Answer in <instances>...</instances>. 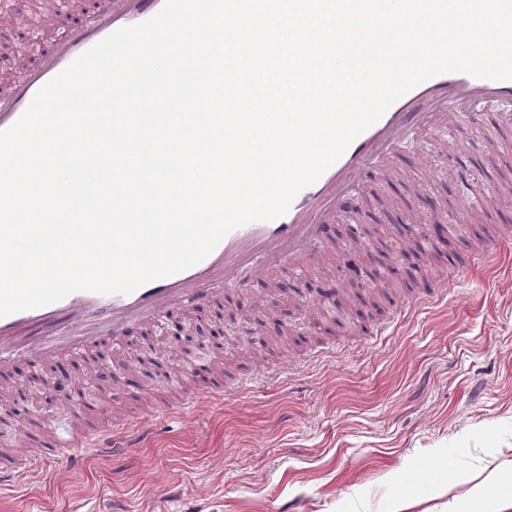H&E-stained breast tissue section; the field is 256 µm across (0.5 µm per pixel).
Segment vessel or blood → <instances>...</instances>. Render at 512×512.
Returning a JSON list of instances; mask_svg holds the SVG:
<instances>
[{
	"mask_svg": "<svg viewBox=\"0 0 512 512\" xmlns=\"http://www.w3.org/2000/svg\"><path fill=\"white\" fill-rule=\"evenodd\" d=\"M163 5L164 0H99L91 23L80 33L62 37L38 71L0 87V130L12 126L35 94L79 55L113 31L151 18ZM480 103L512 104V80L449 73L420 84L303 189L285 215L231 231L202 262L128 295L77 292L45 307L0 317V364L20 354L38 359L59 349L77 353L104 331L120 338L131 324L159 318L171 305L190 308L212 302L224 291L246 287L267 275L274 265L296 260L321 242L328 216L356 186L362 170L383 167L394 145L411 140L429 125L448 129ZM111 442L112 431L106 428L70 437L68 445L105 450ZM29 468L18 458L0 456V485L16 482Z\"/></svg>",
	"mask_w": 512,
	"mask_h": 512,
	"instance_id": "vessel-or-blood-1",
	"label": "vessel or blood"
}]
</instances>
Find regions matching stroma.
I'll return each instance as SVG.
<instances>
[{"label":"stroma","instance_id":"35a3bbf8","mask_svg":"<svg viewBox=\"0 0 512 512\" xmlns=\"http://www.w3.org/2000/svg\"><path fill=\"white\" fill-rule=\"evenodd\" d=\"M96 0L61 13L46 33L20 38L0 15L12 49L0 79L35 68L62 35L85 28ZM430 154L422 167L420 150ZM474 178L461 185L456 168ZM512 107L480 104L449 130L425 128L399 146L388 171L365 169L325 239L302 266L285 264L247 287L228 291L233 317L217 357L201 360L162 335L158 321L100 335L78 355L58 351L29 365L0 367V396L42 376L87 377L94 353L108 351L104 372L142 353L150 334L160 358L134 367L120 383L105 380L87 411L39 398L21 402L25 420L68 423L89 433L116 421L144 423L150 433L131 448L118 437L107 452L39 465L0 487V512H387L407 494L410 512H448L499 469L512 470ZM468 192L489 227L482 239L436 243V268L411 283L401 256L424 224L455 215ZM373 249V278L399 281L400 293L361 316L357 298L329 296L343 275L327 253ZM263 333L287 318L289 350L249 358L242 340L250 313ZM224 380V398L209 387Z\"/></svg>","mask_w":512,"mask_h":512}]
</instances>
